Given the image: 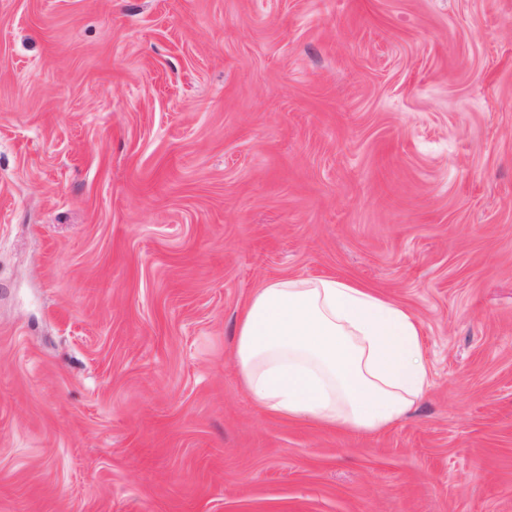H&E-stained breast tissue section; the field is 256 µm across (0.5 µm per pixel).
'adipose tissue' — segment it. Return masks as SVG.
Here are the masks:
<instances>
[{"label":"adipose tissue","mask_w":512,"mask_h":512,"mask_svg":"<svg viewBox=\"0 0 512 512\" xmlns=\"http://www.w3.org/2000/svg\"><path fill=\"white\" fill-rule=\"evenodd\" d=\"M233 356L264 414L328 428H387L430 385L415 317L336 278L267 281L238 318Z\"/></svg>","instance_id":"1"}]
</instances>
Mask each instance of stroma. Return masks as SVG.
<instances>
[{
    "label": "stroma",
    "instance_id": "1",
    "mask_svg": "<svg viewBox=\"0 0 512 512\" xmlns=\"http://www.w3.org/2000/svg\"><path fill=\"white\" fill-rule=\"evenodd\" d=\"M288 276L420 322L409 417L258 410ZM0 512H512V0H0Z\"/></svg>",
    "mask_w": 512,
    "mask_h": 512
}]
</instances>
